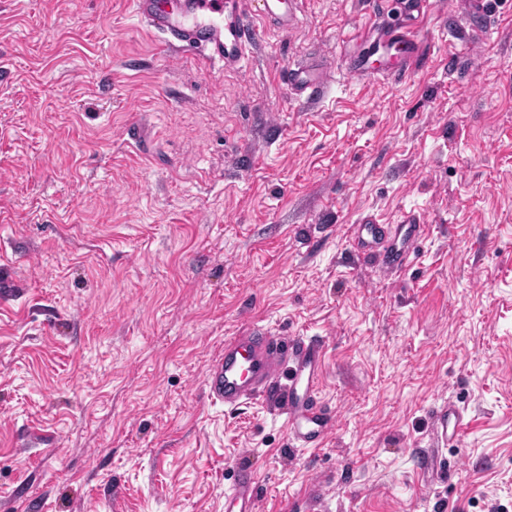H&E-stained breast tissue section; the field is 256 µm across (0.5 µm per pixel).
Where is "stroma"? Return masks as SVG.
Here are the masks:
<instances>
[{
	"mask_svg": "<svg viewBox=\"0 0 512 512\" xmlns=\"http://www.w3.org/2000/svg\"><path fill=\"white\" fill-rule=\"evenodd\" d=\"M407 2L301 0L228 72L129 0H0V512H225L241 467L256 512H512V0H430L404 79L351 72ZM411 210L408 268L355 251ZM256 325L323 344V448L208 398ZM280 79L298 97H310L323 89L329 80V74L323 67L317 69L296 67L284 70ZM433 433L444 447L457 444L465 427V413L455 404H444L435 409Z\"/></svg>",
	"mask_w": 512,
	"mask_h": 512,
	"instance_id": "stroma-1",
	"label": "stroma"
}]
</instances>
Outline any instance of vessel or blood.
I'll list each match as a JSON object with an SVG mask.
<instances>
[{"instance_id": "1", "label": "vessel or blood", "mask_w": 512, "mask_h": 512, "mask_svg": "<svg viewBox=\"0 0 512 512\" xmlns=\"http://www.w3.org/2000/svg\"><path fill=\"white\" fill-rule=\"evenodd\" d=\"M133 15L152 31L164 36V50L176 54L198 51L204 63H221L225 69L240 67L249 59L259 36L248 19L242 0H130ZM426 0H413L411 16L402 26L372 23L364 34L383 48L379 70L389 77L405 76L423 53L413 28L424 15ZM262 13L281 30L299 21L298 0H263ZM280 79L297 96L309 97L326 85L325 68L284 70ZM427 230L421 216L404 213L400 223L380 224L372 217L351 227L358 253L377 258L392 271L408 264ZM323 347L319 341L295 337L288 340L256 327L225 340L219 356L210 365L205 386L211 401L235 406L269 392L276 393L285 411L289 439L301 448L324 445L334 429L335 416L317 398L323 371ZM465 427V413L457 405L436 408L433 433L444 445L458 443ZM233 512H255L257 477L242 468L225 492Z\"/></svg>"}]
</instances>
